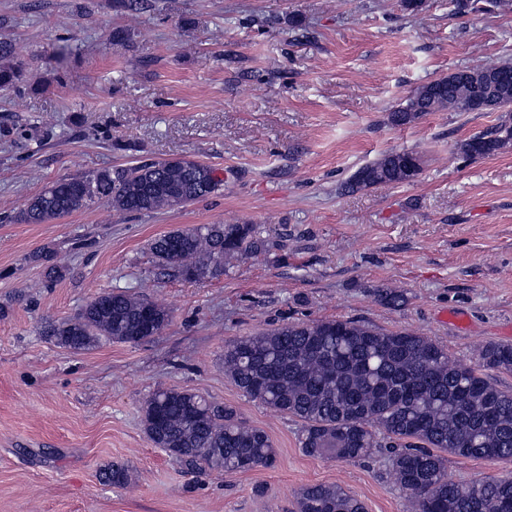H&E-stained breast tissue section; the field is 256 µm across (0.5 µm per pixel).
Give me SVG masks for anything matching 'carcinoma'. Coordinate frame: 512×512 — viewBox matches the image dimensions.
Listing matches in <instances>:
<instances>
[{"mask_svg": "<svg viewBox=\"0 0 512 512\" xmlns=\"http://www.w3.org/2000/svg\"><path fill=\"white\" fill-rule=\"evenodd\" d=\"M459 15L482 12L497 0H451ZM0 41V90L16 85L21 68L8 62ZM512 112V63L459 70L417 87L388 115L391 126L410 125L429 112ZM512 146V119L460 144L466 157L494 156ZM421 156L391 151L341 183L344 193L418 178ZM224 185L218 170L188 158L139 162L53 182L19 213L24 224H43L105 205L139 215L192 203ZM150 250L175 276L196 279L224 271V259L265 251L248 224H198L155 237ZM394 308L396 289L377 291ZM169 311L126 292H104L75 316L48 325L59 345L83 351L99 341L137 344L144 322L161 332ZM489 370L512 372V345L489 343L465 365L433 340L384 332L351 320H320L244 336L224 349V374L249 398L302 424L300 448L309 456L354 461L377 448L410 512H512V475L458 481L447 456L512 459V391ZM149 440L191 467L204 463L226 472L270 467L276 452L269 435L242 421L235 407L191 391L159 388L142 407ZM296 512H366L339 485L308 484L296 495Z\"/></svg>", "mask_w": 512, "mask_h": 512, "instance_id": "1", "label": "carcinoma"}]
</instances>
